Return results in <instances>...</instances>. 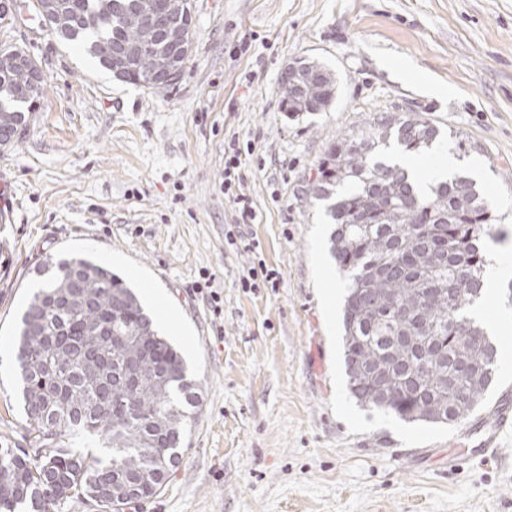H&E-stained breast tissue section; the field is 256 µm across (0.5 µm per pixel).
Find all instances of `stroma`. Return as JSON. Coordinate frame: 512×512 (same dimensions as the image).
Listing matches in <instances>:
<instances>
[{
	"mask_svg": "<svg viewBox=\"0 0 512 512\" xmlns=\"http://www.w3.org/2000/svg\"><path fill=\"white\" fill-rule=\"evenodd\" d=\"M14 0L0 50L25 48L45 92L0 148V446L27 447L14 345L46 256L110 267L138 292L202 388L182 460L130 512H512V446L468 449L464 424L360 406L344 365L346 280L307 194L330 145L380 114L417 112L439 153L476 167L512 263V0H191L192 50L164 91L117 80ZM312 59L336 77L323 112L283 111L280 75ZM251 143L255 247L230 243L224 136ZM278 273L246 289L248 268ZM476 417L512 401V329Z\"/></svg>",
	"mask_w": 512,
	"mask_h": 512,
	"instance_id": "obj_1",
	"label": "stroma"
}]
</instances>
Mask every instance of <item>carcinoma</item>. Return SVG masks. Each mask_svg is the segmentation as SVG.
I'll return each mask as SVG.
<instances>
[{
    "instance_id": "cac0c4a2",
    "label": "carcinoma",
    "mask_w": 512,
    "mask_h": 512,
    "mask_svg": "<svg viewBox=\"0 0 512 512\" xmlns=\"http://www.w3.org/2000/svg\"><path fill=\"white\" fill-rule=\"evenodd\" d=\"M160 0H36L49 31L78 42L112 69L110 50H129L120 78L145 79L165 58L147 17ZM0 51V146L26 124L22 111L45 82ZM284 111L322 112L335 98L329 69L299 63L280 80ZM438 136L415 113L380 116L332 145L309 188L334 225L330 251L348 280L343 349L349 391L367 408L407 422L453 425L481 404L497 350L471 317L491 236L484 192L467 177L423 191L388 159L391 143L421 154ZM43 285L19 321L14 350L26 418L24 448L0 447V512H62L95 501L125 512L112 483L134 477L139 501L156 496L181 462L201 399L177 347L137 293L85 258L47 259Z\"/></svg>"
}]
</instances>
